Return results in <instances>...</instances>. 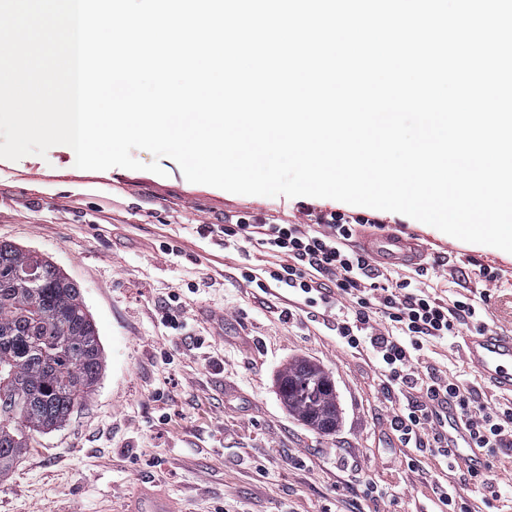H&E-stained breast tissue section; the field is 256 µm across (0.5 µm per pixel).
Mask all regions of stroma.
<instances>
[{
    "label": "stroma",
    "instance_id": "35a3bbf8",
    "mask_svg": "<svg viewBox=\"0 0 512 512\" xmlns=\"http://www.w3.org/2000/svg\"><path fill=\"white\" fill-rule=\"evenodd\" d=\"M160 164L159 175L82 170L65 145L0 159V242L47 257L80 287L104 347L92 398L0 475V512H122L151 480L184 512H512V447L489 454L476 479L464 461L403 443L391 420L423 391L385 389L372 350L337 336L342 310L262 293L243 274L274 256L224 244L226 215L304 225L309 209L334 200L233 194L188 182L172 159ZM379 217L429 251L424 271L392 269L391 283L483 309L480 322L425 345L419 373L505 403L463 343L482 327L512 333V253L399 213ZM298 357L332 378L336 432L311 431L281 403L277 375Z\"/></svg>",
    "mask_w": 512,
    "mask_h": 512
}]
</instances>
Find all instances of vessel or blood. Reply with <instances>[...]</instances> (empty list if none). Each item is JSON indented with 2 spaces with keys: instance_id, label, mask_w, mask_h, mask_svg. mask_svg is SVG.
<instances>
[{
  "instance_id": "vessel-or-blood-1",
  "label": "vessel or blood",
  "mask_w": 512,
  "mask_h": 512,
  "mask_svg": "<svg viewBox=\"0 0 512 512\" xmlns=\"http://www.w3.org/2000/svg\"><path fill=\"white\" fill-rule=\"evenodd\" d=\"M361 249L375 264L420 267L425 257L417 239L399 233L364 235ZM464 353L469 364L491 387L512 395V333L483 332L465 337ZM126 512H180L164 490L140 485Z\"/></svg>"
}]
</instances>
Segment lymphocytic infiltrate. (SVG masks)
Listing matches in <instances>:
<instances>
[{
  "label": "lymphocytic infiltrate",
  "mask_w": 512,
  "mask_h": 512,
  "mask_svg": "<svg viewBox=\"0 0 512 512\" xmlns=\"http://www.w3.org/2000/svg\"><path fill=\"white\" fill-rule=\"evenodd\" d=\"M378 223L376 214L341 209L315 212L312 225L306 227L268 224L244 212L228 216L224 238L279 256V264L245 272V280L260 291L285 289L309 307H328L340 298L350 301L352 315L337 322L338 336L349 348H371L388 380L406 385L413 381L426 342L445 338L482 310L471 302L447 304L407 282L396 289L380 285L378 269L353 244L357 227ZM424 386V400L408 401L391 421L403 440L422 435L432 443L444 440L445 405L451 401L475 447H512V407L477 404L468 389L435 373L428 375Z\"/></svg>",
  "instance_id": "lymphocytic-infiltrate-1"
}]
</instances>
